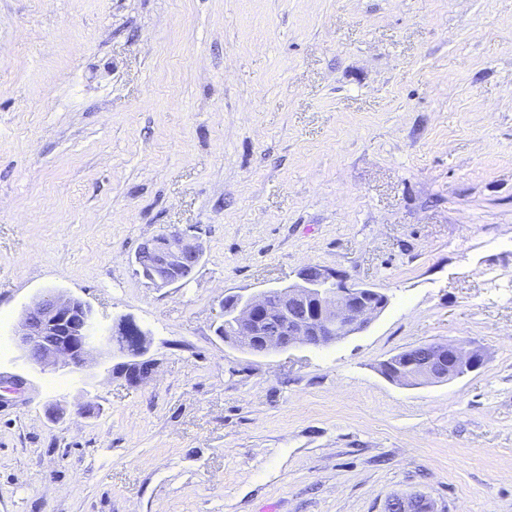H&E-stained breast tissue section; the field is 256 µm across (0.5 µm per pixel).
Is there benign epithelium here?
I'll return each instance as SVG.
<instances>
[{
    "label": "benign epithelium",
    "mask_w": 512,
    "mask_h": 512,
    "mask_svg": "<svg viewBox=\"0 0 512 512\" xmlns=\"http://www.w3.org/2000/svg\"><path fill=\"white\" fill-rule=\"evenodd\" d=\"M135 256L138 275L151 287L167 288L183 281L201 255V244L179 230L158 234ZM231 308H220L215 330L231 336V345L252 354H270L294 347L329 346L366 330L388 305L385 293L364 287L318 265L304 267L298 281L257 294H230ZM89 303L62 292L50 291L26 308L15 333L16 346L30 365L41 370L79 372L95 361V353L118 357L141 368L142 377L155 371L147 357V332L122 318L100 334ZM482 353L463 341L430 343L401 351L384 360L381 375L398 385L439 383L479 370ZM29 381L13 375L3 382L0 405L22 397ZM429 503L423 494L394 496L393 512L411 503Z\"/></svg>",
    "instance_id": "benign-epithelium-1"
}]
</instances>
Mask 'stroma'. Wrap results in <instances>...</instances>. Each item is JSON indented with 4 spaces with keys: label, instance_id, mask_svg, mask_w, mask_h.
Instances as JSON below:
<instances>
[{
    "label": "stroma",
    "instance_id": "35a3bbf8",
    "mask_svg": "<svg viewBox=\"0 0 512 512\" xmlns=\"http://www.w3.org/2000/svg\"><path fill=\"white\" fill-rule=\"evenodd\" d=\"M203 254L156 289L133 261ZM315 264L362 333L254 355L226 294ZM49 290L148 332L154 375L30 368ZM462 340L415 387L379 364ZM0 512H512V0H0ZM142 249L151 258L146 262L143 254L135 256L138 275L151 287L167 288L183 281V272H192L201 255V244L179 230L168 231L148 239ZM484 357L463 341L430 343L401 351L384 360L381 375L398 385L439 383L479 370Z\"/></svg>",
    "mask_w": 512,
    "mask_h": 512
}]
</instances>
